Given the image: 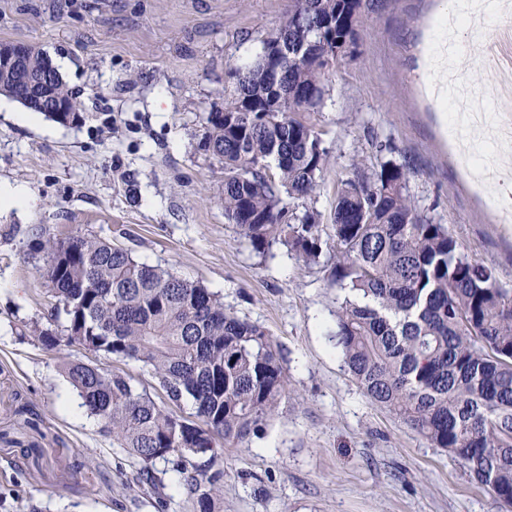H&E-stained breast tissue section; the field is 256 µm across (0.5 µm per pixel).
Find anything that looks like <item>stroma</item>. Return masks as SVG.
<instances>
[{
    "label": "stroma",
    "instance_id": "1",
    "mask_svg": "<svg viewBox=\"0 0 512 512\" xmlns=\"http://www.w3.org/2000/svg\"><path fill=\"white\" fill-rule=\"evenodd\" d=\"M289 0H0V40L39 46L83 104L62 125L0 100V187L32 203L0 211V512H196L178 473L141 464L88 415L59 353L25 333L52 300L46 240L94 235L140 261L221 294L263 327L289 379L261 435L225 446L224 512H506L448 451L367 398L336 344L344 294L336 250L308 265L281 245L255 253L224 217L221 164L202 150L205 117L234 90ZM370 19L329 74L311 117L330 152L313 199L329 236L353 159L408 163V190L466 252L512 289V0L482 26L460 16L464 86L498 122L466 159L452 128L461 99L438 106L421 77L444 0H367ZM72 359L134 378L159 405L142 364L83 350Z\"/></svg>",
    "mask_w": 512,
    "mask_h": 512
}]
</instances>
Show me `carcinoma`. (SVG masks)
I'll use <instances>...</instances> for the list:
<instances>
[{
    "label": "carcinoma",
    "mask_w": 512,
    "mask_h": 512,
    "mask_svg": "<svg viewBox=\"0 0 512 512\" xmlns=\"http://www.w3.org/2000/svg\"><path fill=\"white\" fill-rule=\"evenodd\" d=\"M263 45L279 43L280 78L259 58L235 79L224 111L205 118L201 148L224 165V217L253 251L280 243L305 263L322 252L312 199L330 164L311 112L326 74L316 44L355 24L360 0H290ZM46 83V116L83 120L81 102L36 45L0 65V96L28 104ZM336 189L333 277L344 291L336 312L344 362L363 393L458 458L472 478L512 506V290L471 258L448 228L408 191L410 167L352 161ZM45 271L54 299L52 330L28 333L52 351L72 348L147 367L173 403L192 399L194 419L158 405L132 378L81 360L64 363L82 405L129 455L143 463L152 492L161 460L187 475L198 512H220L226 445L245 441L273 418L288 386L283 361L258 325L224 308L217 292L92 236L47 241Z\"/></svg>",
    "instance_id": "obj_1"
}]
</instances>
